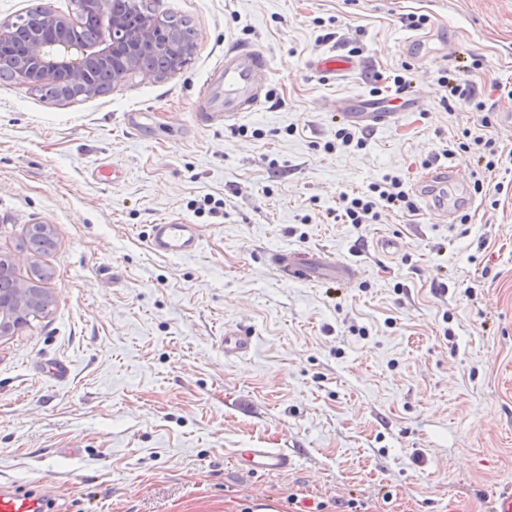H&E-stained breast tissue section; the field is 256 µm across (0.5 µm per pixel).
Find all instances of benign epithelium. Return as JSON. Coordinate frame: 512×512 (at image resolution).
Returning <instances> with one entry per match:
<instances>
[{"instance_id": "benign-epithelium-1", "label": "benign epithelium", "mask_w": 512, "mask_h": 512, "mask_svg": "<svg viewBox=\"0 0 512 512\" xmlns=\"http://www.w3.org/2000/svg\"><path fill=\"white\" fill-rule=\"evenodd\" d=\"M84 12L98 19V36L89 43L70 41L75 21L70 15L45 9L31 19L18 55L21 83L32 87L59 89L60 97L98 94L96 79L106 73L114 83L125 76L156 78L158 72L141 66L142 57L165 55L167 74L181 70L195 53L196 46L180 33L158 22L151 24L132 12L112 10L111 0H82ZM29 323L25 298L0 294V338Z\"/></svg>"}]
</instances>
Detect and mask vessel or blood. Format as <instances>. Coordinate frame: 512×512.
I'll return each instance as SVG.
<instances>
[{"label": "vessel or blood", "mask_w": 512, "mask_h": 512, "mask_svg": "<svg viewBox=\"0 0 512 512\" xmlns=\"http://www.w3.org/2000/svg\"><path fill=\"white\" fill-rule=\"evenodd\" d=\"M361 60L331 50L312 59L309 70L322 77H338L360 70ZM271 62L260 48L235 44L225 47L224 60L214 68L203 84L199 96L208 108L222 111L225 123H233L249 112H258L267 104L270 84L265 81ZM423 102L414 92L385 100L379 97L359 103L332 100L331 107L341 119L369 131L395 124L405 112L421 108ZM417 196L432 210L440 223H455L459 213L472 204L465 184L459 183L455 167L438 164L429 169L416 186ZM201 245L197 225L153 224L149 227L147 246L159 256L179 257L195 253ZM278 275L300 283H348L362 276L361 267L348 259L327 251L278 250L270 255ZM250 334L239 326L225 328L224 352L235 357L251 346ZM232 459L254 474L281 473L290 466L288 454L279 448H236ZM0 512H44L43 498L14 492L10 486L0 487Z\"/></svg>", "instance_id": "1"}]
</instances>
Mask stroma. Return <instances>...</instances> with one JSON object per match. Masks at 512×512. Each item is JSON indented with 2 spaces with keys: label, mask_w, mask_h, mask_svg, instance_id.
Segmentation results:
<instances>
[{
  "label": "stroma",
  "mask_w": 512,
  "mask_h": 512,
  "mask_svg": "<svg viewBox=\"0 0 512 512\" xmlns=\"http://www.w3.org/2000/svg\"><path fill=\"white\" fill-rule=\"evenodd\" d=\"M190 20L177 74L129 76L56 100L0 81V256L54 270L49 315L0 339V483L54 512H486L512 483V176L467 224L428 207L376 224L329 218L339 192L384 175L416 185L423 162L482 112L444 110L438 73L482 60L477 94L512 168V0H155ZM427 14L425 47L403 14ZM339 24H331V17ZM360 39L364 70L308 62ZM269 56L272 98L225 125L198 93L225 45ZM409 62L421 111L328 149L329 100L370 94L367 70ZM130 112H148L132 130ZM119 165L116 181L97 166ZM221 199L200 211L203 196ZM199 225L200 249L152 254L149 225ZM52 227L47 254L23 248ZM393 239L398 249L382 250ZM278 249L359 264L347 286L283 280ZM255 336L224 355V329ZM62 361L67 380L46 371ZM235 448H283L284 473L234 466Z\"/></svg>",
  "instance_id": "35a3bbf8"
}]
</instances>
